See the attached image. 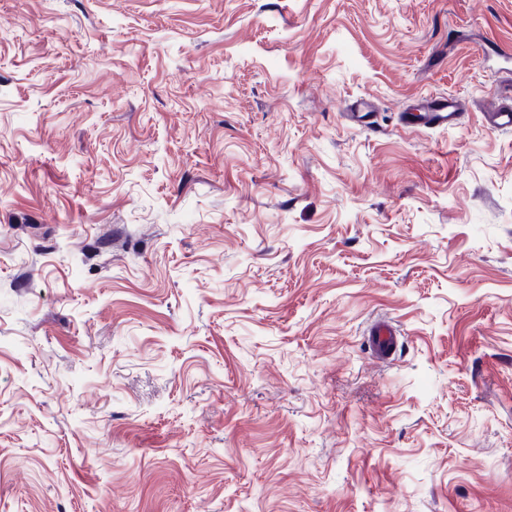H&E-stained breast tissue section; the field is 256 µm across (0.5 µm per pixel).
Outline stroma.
I'll return each instance as SVG.
<instances>
[{"label": "stroma", "mask_w": 512, "mask_h": 512, "mask_svg": "<svg viewBox=\"0 0 512 512\" xmlns=\"http://www.w3.org/2000/svg\"><path fill=\"white\" fill-rule=\"evenodd\" d=\"M504 52L512 0H0V512H512ZM415 112H407L403 117V123L407 126L413 122H419L425 126L456 127L459 125L462 112L460 104L448 96V98L425 96L418 101ZM486 126L495 131H512V106L501 104L483 113ZM369 342L376 359H386L396 352L397 335L387 323L373 325L368 333Z\"/></svg>", "instance_id": "35a3bbf8"}]
</instances>
